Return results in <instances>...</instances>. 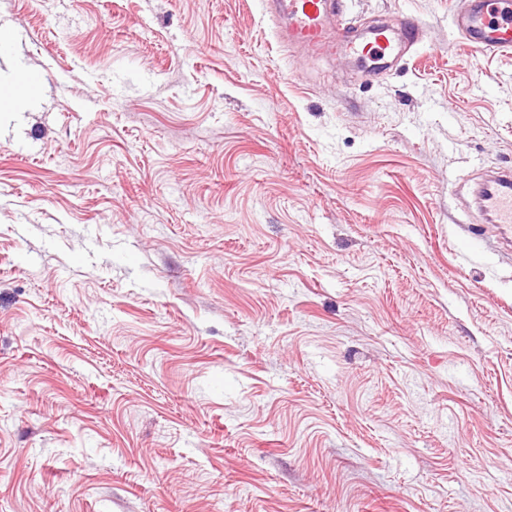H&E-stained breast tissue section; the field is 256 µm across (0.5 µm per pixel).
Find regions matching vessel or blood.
Returning <instances> with one entry per match:
<instances>
[{"mask_svg":"<svg viewBox=\"0 0 512 512\" xmlns=\"http://www.w3.org/2000/svg\"><path fill=\"white\" fill-rule=\"evenodd\" d=\"M274 22L276 36L285 46L333 60L358 56L369 61V73H385L396 59L415 46L424 28L413 17H403L398 28L385 25L358 36L340 19V0H263ZM461 40L487 52L512 51V0H468L453 20ZM479 223L512 231V170L483 177L473 190Z\"/></svg>","mask_w":512,"mask_h":512,"instance_id":"obj_1","label":"vessel or blood"}]
</instances>
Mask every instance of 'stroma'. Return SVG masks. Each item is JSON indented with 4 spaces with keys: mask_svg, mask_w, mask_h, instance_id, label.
Returning <instances> with one entry per match:
<instances>
[{
    "mask_svg": "<svg viewBox=\"0 0 512 512\" xmlns=\"http://www.w3.org/2000/svg\"><path fill=\"white\" fill-rule=\"evenodd\" d=\"M377 79L258 0H0V512H512V53ZM477 211L475 224H496L511 242L512 170H500L483 177L473 190Z\"/></svg>",
    "mask_w": 512,
    "mask_h": 512,
    "instance_id": "stroma-1",
    "label": "stroma"
}]
</instances>
